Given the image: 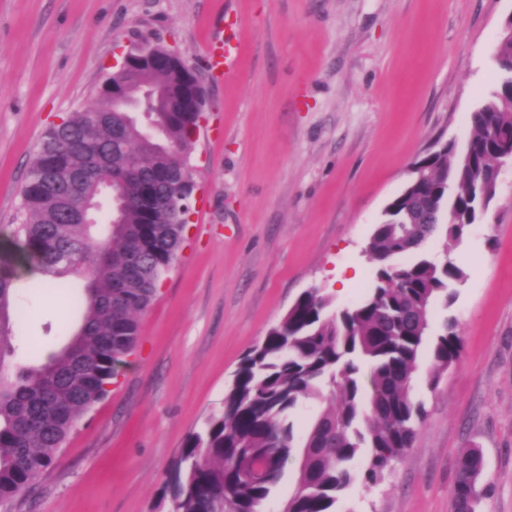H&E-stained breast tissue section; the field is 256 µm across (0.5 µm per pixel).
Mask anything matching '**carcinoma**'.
<instances>
[{
	"label": "carcinoma",
	"instance_id": "carcinoma-1",
	"mask_svg": "<svg viewBox=\"0 0 512 512\" xmlns=\"http://www.w3.org/2000/svg\"><path fill=\"white\" fill-rule=\"evenodd\" d=\"M498 77L512 71V40L502 38ZM186 62L162 65L128 78L131 94L152 96L143 129L127 112L112 111V96L98 108L72 112L40 144L21 192L23 222L13 230L15 262L0 261V506L10 505L53 464L84 414L111 392L139 334V315L151 304L160 279L183 240L185 215L150 209L159 198L194 187L188 164L192 137L204 118L191 90ZM512 147V91L497 84L471 113L463 141H444L415 161L410 180L386 206L363 253L373 263L367 291L333 312L317 288L303 291L261 343L249 350L224 390L220 410L190 435L178 473L167 489L171 512H258L280 483L288 459L299 456L295 484L282 512H336L340 494L363 459L362 481L377 484L412 447L425 416L412 397L417 361L432 306L451 299L448 286L465 277L452 258L432 259L425 243L445 235L458 241L462 222L479 217L480 194L495 196L493 150ZM132 165L140 181L121 187L118 217L95 225L48 204L54 192L92 196L96 184L60 187L61 162L97 169L102 162ZM50 278L86 280L81 323L45 362L6 367L13 356L12 318L16 264ZM461 339L448 322L430 350V384L459 357ZM321 397L327 409L302 435L291 415L302 400ZM265 465L255 478L251 465ZM484 460L470 448L458 461L455 512H475L487 488Z\"/></svg>",
	"mask_w": 512,
	"mask_h": 512
}]
</instances>
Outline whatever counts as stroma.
Returning <instances> with one entry per match:
<instances>
[{
    "label": "stroma",
    "instance_id": "1",
    "mask_svg": "<svg viewBox=\"0 0 512 512\" xmlns=\"http://www.w3.org/2000/svg\"><path fill=\"white\" fill-rule=\"evenodd\" d=\"M511 15L512 0H0V242L21 221L46 129L100 106L132 43L162 37L206 92L195 200L136 346L10 512H169L161 495L182 447L242 356L306 289L336 307L365 293L366 241L411 163L463 140ZM231 33L239 57L224 79L206 51ZM426 249L466 272L430 325L456 323L460 356L432 387L422 350L412 448L379 484L354 481L337 512H453L456 461L472 447L488 488L476 512H512V167L483 223ZM17 273L13 360L40 363L78 326L84 282Z\"/></svg>",
    "mask_w": 512,
    "mask_h": 512
}]
</instances>
